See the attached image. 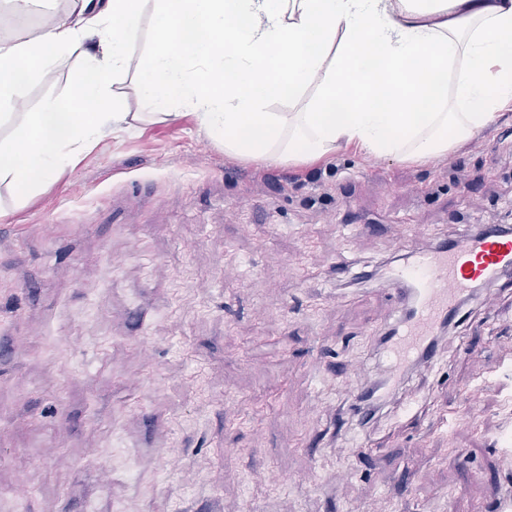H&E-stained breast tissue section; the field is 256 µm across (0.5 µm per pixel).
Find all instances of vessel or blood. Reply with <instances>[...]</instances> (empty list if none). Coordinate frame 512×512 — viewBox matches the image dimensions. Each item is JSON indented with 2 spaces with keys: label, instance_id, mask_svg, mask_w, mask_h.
<instances>
[{
  "label": "vessel or blood",
  "instance_id": "1",
  "mask_svg": "<svg viewBox=\"0 0 512 512\" xmlns=\"http://www.w3.org/2000/svg\"><path fill=\"white\" fill-rule=\"evenodd\" d=\"M415 233L400 239L405 265L392 270L388 284L400 321L388 338V353L402 363L410 356L436 360L431 341L443 324L460 315L473 288L512 272V232L490 227L464 234L432 250L413 245Z\"/></svg>",
  "mask_w": 512,
  "mask_h": 512
}]
</instances>
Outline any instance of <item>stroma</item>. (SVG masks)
<instances>
[{"label":"stroma","instance_id":"35a3bbf8","mask_svg":"<svg viewBox=\"0 0 512 512\" xmlns=\"http://www.w3.org/2000/svg\"><path fill=\"white\" fill-rule=\"evenodd\" d=\"M408 224L420 250L512 228V110L423 163L267 164L193 114L152 118L36 190L0 185V512H496L512 284L466 302L356 452L352 395L384 383L396 317L380 272Z\"/></svg>","mask_w":512,"mask_h":512}]
</instances>
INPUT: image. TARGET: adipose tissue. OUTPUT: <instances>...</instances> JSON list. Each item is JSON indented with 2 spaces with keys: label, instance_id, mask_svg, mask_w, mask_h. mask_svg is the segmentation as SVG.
Masks as SVG:
<instances>
[{
  "label": "adipose tissue",
  "instance_id": "obj_1",
  "mask_svg": "<svg viewBox=\"0 0 512 512\" xmlns=\"http://www.w3.org/2000/svg\"><path fill=\"white\" fill-rule=\"evenodd\" d=\"M145 21L152 45L134 62ZM70 57L81 66L65 99H46L0 142V183L35 188L141 120L110 89L132 65L144 109L192 113L241 159L352 147L425 162L512 107V0H68L24 39L0 40V110Z\"/></svg>",
  "mask_w": 512,
  "mask_h": 512
}]
</instances>
